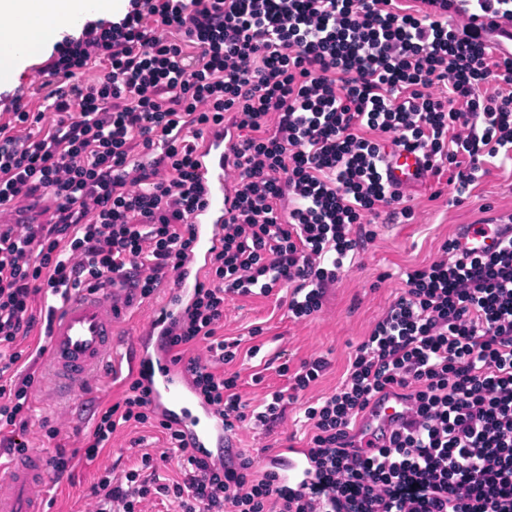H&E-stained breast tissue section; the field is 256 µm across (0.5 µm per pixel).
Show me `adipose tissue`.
<instances>
[{
    "label": "adipose tissue",
    "mask_w": 512,
    "mask_h": 512,
    "mask_svg": "<svg viewBox=\"0 0 512 512\" xmlns=\"http://www.w3.org/2000/svg\"><path fill=\"white\" fill-rule=\"evenodd\" d=\"M126 10L127 0H0V85H12L26 65L47 58L87 21L118 19Z\"/></svg>",
    "instance_id": "adipose-tissue-1"
}]
</instances>
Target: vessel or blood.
<instances>
[{"label":"vessel or blood","instance_id":"obj_1","mask_svg":"<svg viewBox=\"0 0 512 512\" xmlns=\"http://www.w3.org/2000/svg\"><path fill=\"white\" fill-rule=\"evenodd\" d=\"M224 148V133L217 130L200 150L207 203L194 219V252L173 281L175 299L152 323L156 336H164L179 319L223 235L224 202L231 194L224 176ZM419 158L416 152L397 154L390 162L392 180L409 183ZM127 294V289L108 284L83 286L66 295L63 313L52 324L44 352L46 384L52 395L63 403H77L85 397V383L95 376L117 381L126 371L137 372L149 384L155 405L176 421L189 447L202 449L215 459L222 457L231 435L171 356L159 349L138 355L120 346L114 325ZM272 469L281 484L293 488L313 479L300 448L280 449ZM56 481L42 449L30 448L0 461V512H44L43 491Z\"/></svg>","mask_w":512,"mask_h":512}]
</instances>
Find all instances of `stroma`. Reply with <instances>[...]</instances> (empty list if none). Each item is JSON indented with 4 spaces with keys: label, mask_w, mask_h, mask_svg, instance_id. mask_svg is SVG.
Masks as SVG:
<instances>
[{
    "label": "stroma",
    "mask_w": 512,
    "mask_h": 512,
    "mask_svg": "<svg viewBox=\"0 0 512 512\" xmlns=\"http://www.w3.org/2000/svg\"><path fill=\"white\" fill-rule=\"evenodd\" d=\"M409 204L415 210L414 221L375 224L373 241L329 288L321 311L307 320L289 319L288 291L284 288L274 289L267 296L226 299L225 337L247 335L254 327L263 330L255 340L259 352L252 357L239 354L232 365L240 373L238 391L243 401L256 407L268 391L288 389L290 381L279 371L282 363L294 368L301 361L322 357L331 367L301 393L273 433L252 424L238 430L233 437L234 449L225 455V462H237L242 454L262 460V446L291 434L296 437V445H303L305 407L338 386L355 346L399 293L403 272L435 258L440 245L454 237L460 225L476 223L488 211L495 215L512 213V163L492 169L464 191L448 176L428 178L411 190ZM166 296L163 288L145 299L133 296L115 324L118 335L145 331ZM258 373L263 376L259 382L254 379ZM30 394L40 398L43 406L31 413L25 435L28 446L43 448L50 455L60 448L74 455L62 486L52 493L50 512H93L94 502L88 493L104 470L121 476L142 453L157 456L168 447L165 435L159 431L121 425L98 456L87 460L80 449L92 433L99 411L120 401L123 389L105 394L93 390L87 406L74 411L54 407L45 388L32 387ZM47 424L58 428L55 439L46 437L43 427Z\"/></svg>",
    "instance_id": "35a3bbf8"
}]
</instances>
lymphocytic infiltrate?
Segmentation results:
<instances>
[{
	"label": "lymphocytic infiltrate",
	"instance_id": "lymphocytic-infiltrate-1",
	"mask_svg": "<svg viewBox=\"0 0 512 512\" xmlns=\"http://www.w3.org/2000/svg\"><path fill=\"white\" fill-rule=\"evenodd\" d=\"M478 12L495 24L475 28ZM502 37L512 0H129L119 20L64 36L35 70L42 100L0 102V209L22 218L0 225V377L37 357L22 346L37 296L106 277L147 298L179 271L204 203L196 142L227 124L224 244L167 346L225 430L273 429L329 361H301L255 412L237 374L196 347L235 359L218 337L231 295L286 287L289 318L308 319L372 223L412 220L383 176L389 150L419 152L424 172L464 189L489 160L512 162V48L489 46ZM97 64L103 76L82 84ZM26 124L37 133L18 142ZM30 202L46 222L27 218ZM440 251L407 271L334 393L305 408L316 482L294 490L252 458L198 456L135 379L102 409L85 457L119 424L154 422L181 469L160 482L146 453L123 478L104 473L90 488L97 512H136L152 495L179 512H512V238L474 257L455 238ZM33 381L0 384V432L16 451ZM389 398L401 427L367 439L358 420Z\"/></svg>",
	"mask_w": 512,
	"mask_h": 512
}]
</instances>
